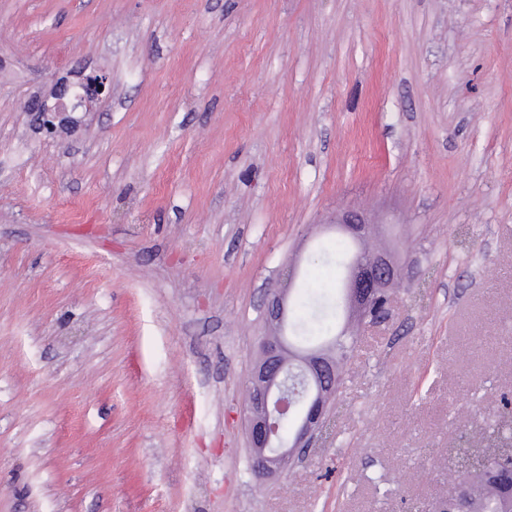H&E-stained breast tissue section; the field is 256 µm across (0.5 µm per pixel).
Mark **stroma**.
<instances>
[{"label": "stroma", "instance_id": "35a3bbf8", "mask_svg": "<svg viewBox=\"0 0 512 512\" xmlns=\"http://www.w3.org/2000/svg\"><path fill=\"white\" fill-rule=\"evenodd\" d=\"M343 207L409 276L260 480L267 294L333 300ZM506 414L512 0H0V512H435ZM102 87V90H99ZM111 84L109 77L106 73L100 72L86 79L84 83L78 84L74 87L65 86L63 89H59L56 94V99L59 101L55 107L48 105L45 99H36L32 102V112H39L47 114L51 112L54 116L60 114L74 113L79 108L87 109V105L94 101H102L109 99L111 96ZM67 98L68 103L61 102L64 98ZM61 106V108H60ZM70 107L72 112H58V110L66 111V108Z\"/></svg>", "mask_w": 512, "mask_h": 512}]
</instances>
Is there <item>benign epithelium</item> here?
Instances as JSON below:
<instances>
[{
    "instance_id": "obj_1",
    "label": "benign epithelium",
    "mask_w": 512,
    "mask_h": 512,
    "mask_svg": "<svg viewBox=\"0 0 512 512\" xmlns=\"http://www.w3.org/2000/svg\"><path fill=\"white\" fill-rule=\"evenodd\" d=\"M111 84L101 72L74 87L66 86L56 94L58 103L51 107L45 99H36L34 112L59 115L60 108L76 111L94 101L110 98ZM375 225L363 213L347 209L322 225L325 232L343 235L360 244L374 233ZM405 278L404 267L395 255L377 251L363 255L357 251L347 264L342 297L350 319L376 321L389 317L390 310L381 307L388 292ZM290 289L270 290L266 301L265 326L268 335L261 337L259 352L248 382V400L243 405V422L254 474L269 479L281 475L295 459L312 447L313 441L328 424L329 412L336 399L342 376L336 360L320 351L288 357V344L281 338V329L288 323ZM298 374L305 384L306 396L294 420L291 438H277V413L288 411V378Z\"/></svg>"
}]
</instances>
